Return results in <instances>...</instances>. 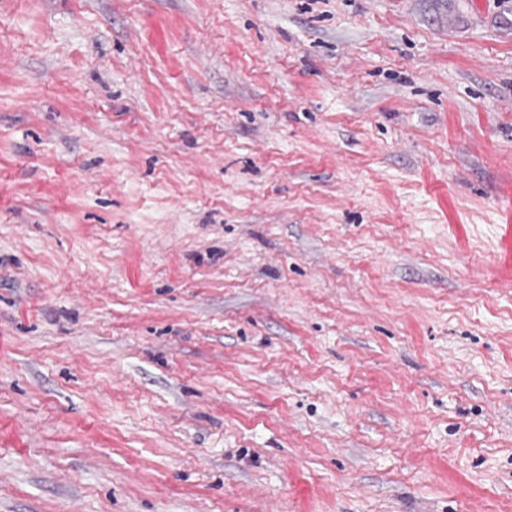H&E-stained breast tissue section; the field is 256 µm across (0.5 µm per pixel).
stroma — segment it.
Listing matches in <instances>:
<instances>
[{"label":"stroma","instance_id":"stroma-1","mask_svg":"<svg viewBox=\"0 0 512 512\" xmlns=\"http://www.w3.org/2000/svg\"><path fill=\"white\" fill-rule=\"evenodd\" d=\"M0 512H512V0H0Z\"/></svg>","mask_w":512,"mask_h":512}]
</instances>
